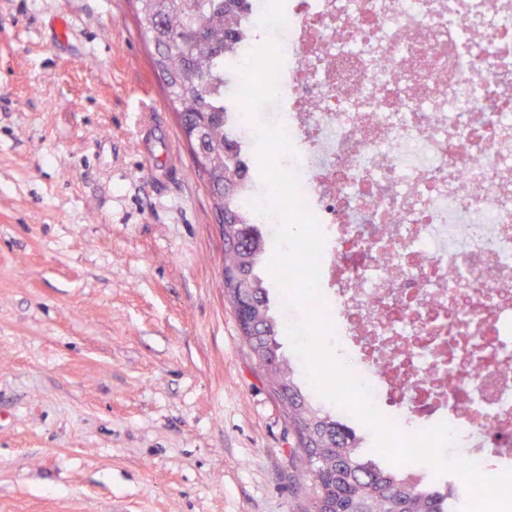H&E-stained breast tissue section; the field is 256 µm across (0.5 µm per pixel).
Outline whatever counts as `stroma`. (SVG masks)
Masks as SVG:
<instances>
[{"mask_svg": "<svg viewBox=\"0 0 512 512\" xmlns=\"http://www.w3.org/2000/svg\"><path fill=\"white\" fill-rule=\"evenodd\" d=\"M296 451L132 0H0V512H304Z\"/></svg>", "mask_w": 512, "mask_h": 512, "instance_id": "obj_1", "label": "stroma"}]
</instances>
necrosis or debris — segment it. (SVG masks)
Listing matches in <instances>:
<instances>
[{
  "instance_id": "necrosis-or-debris-1",
  "label": "necrosis or debris",
  "mask_w": 512,
  "mask_h": 512,
  "mask_svg": "<svg viewBox=\"0 0 512 512\" xmlns=\"http://www.w3.org/2000/svg\"><path fill=\"white\" fill-rule=\"evenodd\" d=\"M283 103L319 297L372 403L512 452V0H249L235 77Z\"/></svg>"
}]
</instances>
